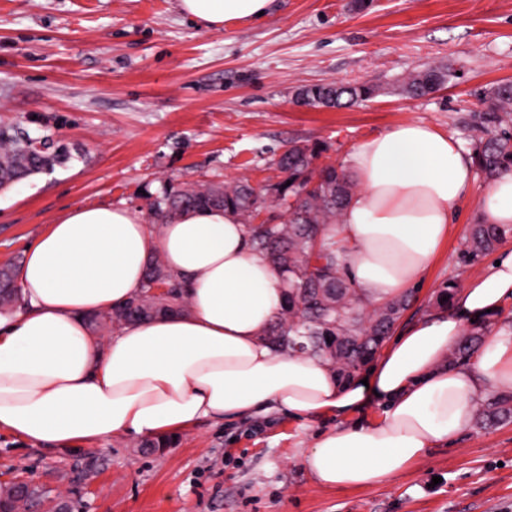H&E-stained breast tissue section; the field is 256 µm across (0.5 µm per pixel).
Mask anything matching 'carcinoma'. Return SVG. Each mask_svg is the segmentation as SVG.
I'll return each instance as SVG.
<instances>
[{"mask_svg": "<svg viewBox=\"0 0 512 512\" xmlns=\"http://www.w3.org/2000/svg\"><path fill=\"white\" fill-rule=\"evenodd\" d=\"M452 71L445 64L410 71L400 92L410 97L427 95L448 84ZM379 89L365 82H331L302 89L298 103L311 107H349L375 98ZM475 114L480 132L474 153L477 168L489 179L512 171V83L500 82L479 96ZM320 154L316 145L290 144L274 160L280 180L263 190L248 181L189 187L168 183L151 207L160 220L182 212L222 208L232 212L245 226L252 248L278 269L285 308L263 336L275 351H300L326 361L338 378L350 380L369 363L393 331L414 295L407 293L381 308L368 310L358 290L347 277L336 243L321 230L335 224L355 183L343 166L313 167ZM71 153L58 145L46 153H35L28 138L12 128H0V181L10 183L30 175L51 172L65 164ZM284 208L287 221L270 213ZM495 226H471L464 256L471 261L490 252L503 240ZM165 292L157 293L155 289ZM18 302L11 269L0 270V305ZM185 298L177 276L159 256L150 258L141 288L123 306L103 319L117 328L161 314L181 312ZM481 338L474 334L455 351V360L467 361L479 351ZM478 418L497 424L512 418V394L492 395L480 404ZM50 499V491L16 483L0 486V501L11 509L37 512Z\"/></svg>", "mask_w": 512, "mask_h": 512, "instance_id": "carcinoma-1", "label": "carcinoma"}]
</instances>
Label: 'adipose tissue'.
Returning a JSON list of instances; mask_svg holds the SVG:
<instances>
[{"mask_svg": "<svg viewBox=\"0 0 512 512\" xmlns=\"http://www.w3.org/2000/svg\"><path fill=\"white\" fill-rule=\"evenodd\" d=\"M270 6L178 0L213 29ZM346 171L357 188L323 236L341 246L348 276L377 307L422 284L474 192L475 171L458 142L416 121L359 143ZM477 221L512 233V172L489 182ZM154 254L180 279L186 310L122 325L100 341L89 319L124 305ZM498 259L448 311L396 336L366 380L343 383L326 362L263 341L284 306L280 279L234 214L214 208L153 226L126 206L70 207L27 246L20 307L0 318V430L38 442L154 440L273 409L344 415L377 396L379 420L321 434L304 464L329 489L382 484L463 434L489 392L512 391V334L489 337L475 365L449 360L467 324L512 298V250Z\"/></svg>", "mask_w": 512, "mask_h": 512, "instance_id": "ef3b65f1", "label": "adipose tissue"}]
</instances>
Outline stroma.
<instances>
[{
    "instance_id": "stroma-1",
    "label": "stroma",
    "mask_w": 512,
    "mask_h": 512,
    "mask_svg": "<svg viewBox=\"0 0 512 512\" xmlns=\"http://www.w3.org/2000/svg\"><path fill=\"white\" fill-rule=\"evenodd\" d=\"M273 0L266 18L209 30L178 0H0V125L62 143L73 157L0 192V267L21 265L47 224L74 205H126L151 220L164 182L275 177L274 153L319 145L316 166L345 164L362 140L404 121L473 151L478 94L512 81V0ZM454 73L420 98L404 76ZM361 81L379 96L349 108L295 104L303 87ZM470 199L412 306L396 324L441 311L491 261L467 262ZM375 401L343 417L284 411L178 430L155 451L134 436L53 450L0 431V485L76 494L77 512H512V421L472 422L403 473L369 488L326 489L303 464L316 437L377 419Z\"/></svg>"
}]
</instances>
